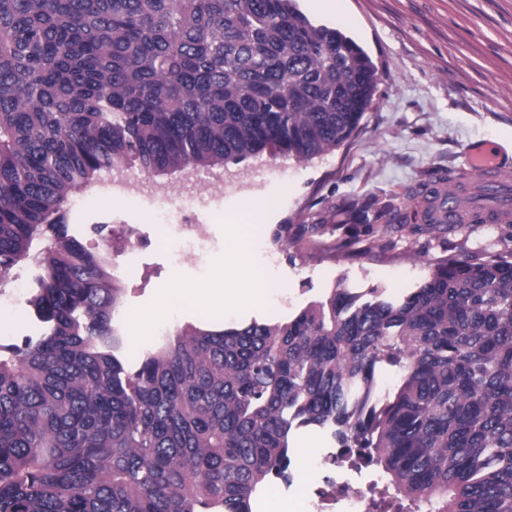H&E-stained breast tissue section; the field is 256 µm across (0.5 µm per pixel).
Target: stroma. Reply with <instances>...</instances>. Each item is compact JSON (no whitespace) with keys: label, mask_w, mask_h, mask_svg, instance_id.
<instances>
[{"label":"stroma","mask_w":512,"mask_h":512,"mask_svg":"<svg viewBox=\"0 0 512 512\" xmlns=\"http://www.w3.org/2000/svg\"><path fill=\"white\" fill-rule=\"evenodd\" d=\"M314 23L340 29L361 46L377 71L375 102L359 131L335 150L307 161L263 155L227 163L205 173L184 170L148 175L136 167L102 171L69 194L61 206L68 232L87 247L108 243L99 225H137L150 246L138 264L110 253L125 294L114 324L122 335L118 357L135 370L163 338L142 331L140 316L175 282H205L226 241L222 217L267 205L263 234L252 260L269 254L279 291L262 306L225 305L224 317H206L180 301L176 326L220 331L257 320L283 322L309 302L341 286L372 288L396 299L417 287L445 258L512 256V225L485 224L471 231L454 224L428 231L415 224L420 186L467 168L468 153L494 148L512 171V0H299ZM143 185V198L109 193L112 182ZM170 197L193 202L160 223L158 210ZM393 203L402 224L385 220L355 224L344 207L352 201ZM200 224L204 256L173 268L160 236L174 238L179 224ZM287 225V243L273 232ZM322 430L296 432L290 469L310 473L318 448L332 445Z\"/></svg>","instance_id":"35a3bbf8"}]
</instances>
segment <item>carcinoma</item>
Wrapping results in <instances>:
<instances>
[{
  "label": "carcinoma",
  "mask_w": 512,
  "mask_h": 512,
  "mask_svg": "<svg viewBox=\"0 0 512 512\" xmlns=\"http://www.w3.org/2000/svg\"><path fill=\"white\" fill-rule=\"evenodd\" d=\"M376 88L370 56L297 0H0V284L54 237L31 299L47 331L0 347V512H253L303 428L383 476L375 512H512V262L185 326L129 372L124 288L60 214L104 169L312 159ZM383 362L401 373L384 395Z\"/></svg>",
  "instance_id": "1"
}]
</instances>
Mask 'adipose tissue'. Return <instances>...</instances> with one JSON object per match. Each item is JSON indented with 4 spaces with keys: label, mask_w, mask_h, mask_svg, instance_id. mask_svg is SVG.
<instances>
[{
    "label": "adipose tissue",
    "mask_w": 512,
    "mask_h": 512,
    "mask_svg": "<svg viewBox=\"0 0 512 512\" xmlns=\"http://www.w3.org/2000/svg\"><path fill=\"white\" fill-rule=\"evenodd\" d=\"M224 224L233 244L218 267L220 278L226 282L225 287L215 288L199 283L183 289L186 296L196 300L209 315L215 317L223 315L225 301L241 305L258 304L265 301L271 289L266 275L250 260L251 246L262 232L261 208L251 207L244 221L236 216L225 217Z\"/></svg>",
    "instance_id": "adipose-tissue-1"
}]
</instances>
